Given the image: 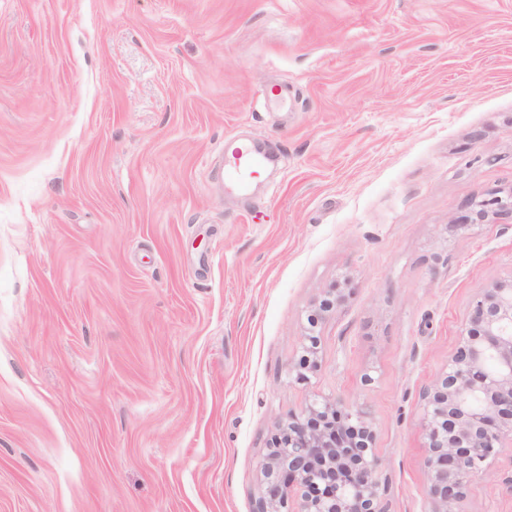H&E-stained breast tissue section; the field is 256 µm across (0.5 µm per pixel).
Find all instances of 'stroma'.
Here are the masks:
<instances>
[{"instance_id": "35a3bbf8", "label": "stroma", "mask_w": 512, "mask_h": 512, "mask_svg": "<svg viewBox=\"0 0 512 512\" xmlns=\"http://www.w3.org/2000/svg\"><path fill=\"white\" fill-rule=\"evenodd\" d=\"M510 188L512 0H0V512H252L316 397L430 512L421 393L512 275V226L450 221ZM233 163H228V178L234 185L245 188L248 184V178L254 177L258 169L263 165V160L259 159L251 149L246 146L238 147L233 152ZM341 297L334 291L327 292L307 315V325L301 341V354L289 371L297 382H307L321 367L320 324L325 316L340 302Z\"/></svg>"}]
</instances>
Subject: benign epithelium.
<instances>
[{"mask_svg":"<svg viewBox=\"0 0 512 512\" xmlns=\"http://www.w3.org/2000/svg\"><path fill=\"white\" fill-rule=\"evenodd\" d=\"M458 227L512 221V189L468 202ZM327 292L307 315L289 375L321 367L320 324L340 302ZM421 425L432 512H458L467 479L512 443V276L472 300L448 367L422 392ZM375 432L361 407L322 398L277 425L260 465L253 512H387Z\"/></svg>","mask_w":512,"mask_h":512,"instance_id":"obj_1","label":"benign epithelium"}]
</instances>
